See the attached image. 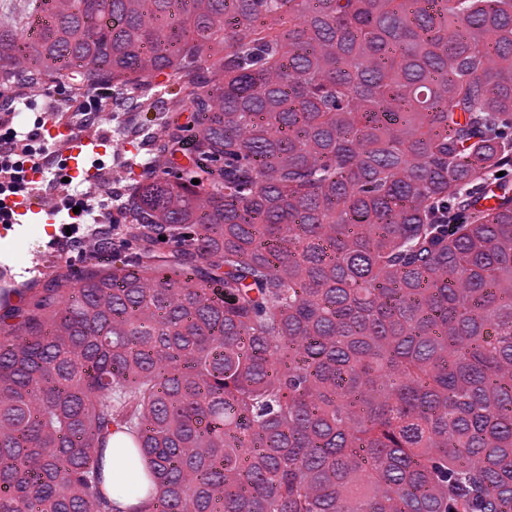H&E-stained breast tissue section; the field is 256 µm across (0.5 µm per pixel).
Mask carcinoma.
Instances as JSON below:
<instances>
[{
    "instance_id": "cac0c4a2",
    "label": "carcinoma",
    "mask_w": 512,
    "mask_h": 512,
    "mask_svg": "<svg viewBox=\"0 0 512 512\" xmlns=\"http://www.w3.org/2000/svg\"><path fill=\"white\" fill-rule=\"evenodd\" d=\"M24 67L148 157L15 289L0 512H512V0H36ZM111 95H112V85L101 86V87L94 88L93 90H91L89 92V94L87 95V97L83 101L80 102V103H85V102H88L89 100H91L92 104L101 105V110L99 111L100 114H104L108 117V120L103 123H101L98 119L95 123H88V124L96 126L97 129H103V130H106L107 132H109L108 135L110 136L112 142H113V140H116V139L125 138V143L130 142V145L134 146V148L131 146H130L131 148H129V147L127 148L128 144H126L127 150L125 151V155L132 156L134 154H137L139 159L144 160L147 157L146 149L143 148L142 145L140 144L142 142L143 135L139 136L138 134H132V133H127V132H124V134L121 136L118 135L117 129L122 126H121V121L119 120V117L115 116L113 121L111 120L112 116H111L110 112H112V109L108 106V101L110 100ZM99 101H100V103H99ZM128 442V438L126 434L118 432L112 435V441L109 445V448H106L105 457L108 471L110 472L112 467V483L117 476V473L122 464V451L123 444Z\"/></svg>"
}]
</instances>
